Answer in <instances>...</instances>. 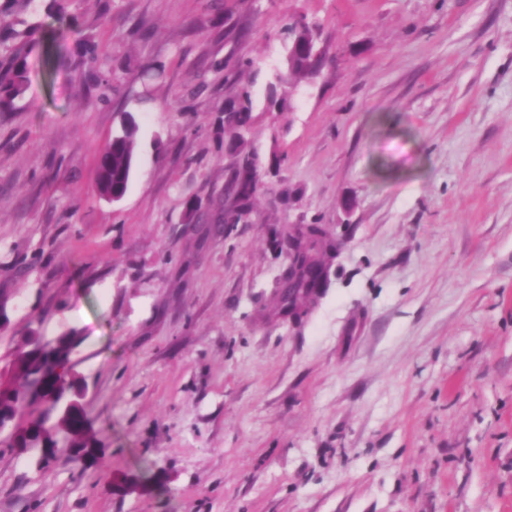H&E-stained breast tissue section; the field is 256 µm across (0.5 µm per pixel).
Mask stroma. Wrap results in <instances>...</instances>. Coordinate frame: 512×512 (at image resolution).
<instances>
[{
	"mask_svg": "<svg viewBox=\"0 0 512 512\" xmlns=\"http://www.w3.org/2000/svg\"><path fill=\"white\" fill-rule=\"evenodd\" d=\"M101 5L69 0L0 118V380L30 330L76 336L98 458L0 446V512H512V0ZM298 18L326 51L305 79ZM85 36L110 102L82 92ZM128 112L112 203L97 157ZM245 160L249 219L188 224ZM291 224L334 248L295 318ZM294 31V39L287 58L288 73L305 77L313 72L321 60H313L308 52V44L314 41L312 31L307 27ZM237 108L233 107L228 112H234L235 116L224 122V135L231 139H239L237 135L238 122L243 120L242 115L251 110V94L246 88H242L237 94ZM139 126L134 120L123 117L119 129L103 150L98 160L97 189L101 196L117 202L128 191L135 163ZM117 196V197H116Z\"/></svg>",
	"mask_w": 512,
	"mask_h": 512,
	"instance_id": "obj_1",
	"label": "stroma"
}]
</instances>
